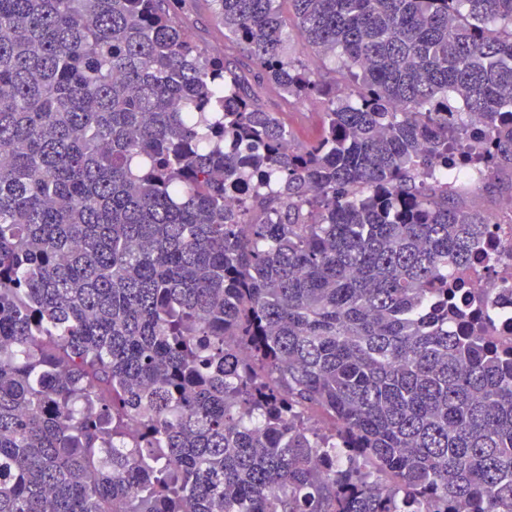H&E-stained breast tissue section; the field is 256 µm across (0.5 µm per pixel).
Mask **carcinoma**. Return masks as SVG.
I'll use <instances>...</instances> for the list:
<instances>
[{
    "label": "carcinoma",
    "mask_w": 512,
    "mask_h": 512,
    "mask_svg": "<svg viewBox=\"0 0 512 512\" xmlns=\"http://www.w3.org/2000/svg\"><path fill=\"white\" fill-rule=\"evenodd\" d=\"M177 2L0 0V512H512V0ZM177 6L184 26L201 47L211 55L223 56L224 28L214 22L209 2L186 0ZM237 66L238 71L252 87L264 107L275 112H285L281 117L292 132V145L305 143L318 134L320 122L318 112H321V106L316 100L292 101L286 106L281 93L260 79L258 71L246 58H240ZM478 185L476 194L481 198L479 207L481 211L492 215L497 221L503 219L504 210L506 209L509 201L511 200V192L508 187L510 185V173H499L495 178L490 181ZM494 237L485 241L488 258L494 263L488 265V258L474 261L466 272L471 282L470 288H477L475 303L478 299L495 298L493 307L500 318L497 331L501 336L512 335V224H497Z\"/></svg>",
    "instance_id": "cac0c4a2"
}]
</instances>
